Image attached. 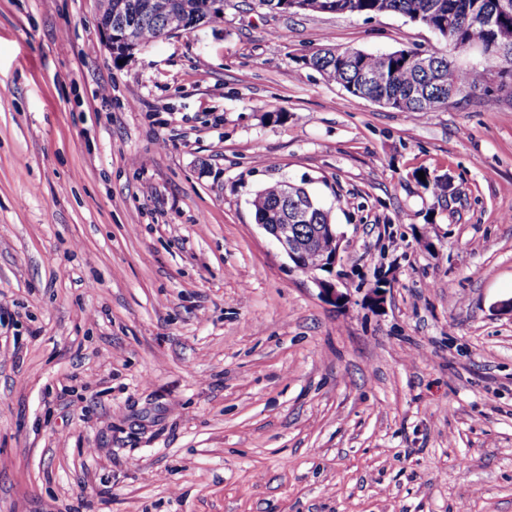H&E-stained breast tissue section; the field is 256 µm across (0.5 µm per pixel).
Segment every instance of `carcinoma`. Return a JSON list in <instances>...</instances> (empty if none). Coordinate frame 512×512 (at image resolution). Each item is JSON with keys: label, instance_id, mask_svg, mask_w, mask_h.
Instances as JSON below:
<instances>
[{"label": "carcinoma", "instance_id": "cac0c4a2", "mask_svg": "<svg viewBox=\"0 0 512 512\" xmlns=\"http://www.w3.org/2000/svg\"><path fill=\"white\" fill-rule=\"evenodd\" d=\"M115 1L122 4L117 19L145 43L169 37L170 30L179 25L182 0H169L171 9L166 13L147 9L149 0H100V21L112 18ZM324 3L330 6V11L342 14L371 17L399 13L440 31L445 48L428 53L433 62L429 71L417 67L420 52L415 50L400 51L385 69L377 68L374 58L363 51L337 55L332 49L324 48L307 60L327 81L357 98L422 116L446 106L450 91L461 95L486 82L487 70L458 68L448 58L449 52L467 45L489 44L503 28L512 31V8H503L502 0H324ZM189 4L193 15L188 17L184 30L215 21L208 0H189ZM485 59L488 66L500 68V76L512 77V42L498 45ZM282 186L283 183L276 182L254 193L251 205L255 223L282 222L285 212Z\"/></svg>", "mask_w": 512, "mask_h": 512}]
</instances>
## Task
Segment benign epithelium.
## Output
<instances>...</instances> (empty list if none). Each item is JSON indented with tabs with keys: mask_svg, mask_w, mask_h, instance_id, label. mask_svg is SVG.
I'll list each match as a JSON object with an SVG mask.
<instances>
[{
	"mask_svg": "<svg viewBox=\"0 0 512 512\" xmlns=\"http://www.w3.org/2000/svg\"><path fill=\"white\" fill-rule=\"evenodd\" d=\"M103 31L108 47L114 55L118 53L126 58L132 55L133 51L140 49V46L132 41L130 33L124 27L114 28L108 25L103 28ZM283 198L286 202L292 201V207L285 209L284 223L263 224L261 228L279 244L281 250L297 270H301L309 264L310 255L316 252L315 241L324 236L328 237L330 248L320 252V261L315 265V269L310 271V277L318 287L321 296L331 302L339 300L341 294L338 292L336 283L331 279L320 277L319 272L325 270L333 272L338 260L343 234L331 224L315 229L310 235L302 231L301 226L308 221L309 205L313 204L312 195L305 187L286 182L284 183Z\"/></svg>",
	"mask_w": 512,
	"mask_h": 512,
	"instance_id": "obj_1",
	"label": "benign epithelium"
}]
</instances>
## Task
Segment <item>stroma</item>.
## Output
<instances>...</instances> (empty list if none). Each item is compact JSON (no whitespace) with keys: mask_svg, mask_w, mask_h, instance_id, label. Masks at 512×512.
Masks as SVG:
<instances>
[{"mask_svg":"<svg viewBox=\"0 0 512 512\" xmlns=\"http://www.w3.org/2000/svg\"><path fill=\"white\" fill-rule=\"evenodd\" d=\"M326 45L442 40L224 0L120 63L99 0H0V512H512V81L456 52L487 90L423 117ZM275 181L340 301L255 223ZM282 186L283 182H276L266 185L254 193L251 205L255 223L279 244L294 268L301 271L305 265L309 264L310 255L316 252L315 241L327 236L330 240V248L327 251H317L321 258L309 275L318 287L321 296L335 303L341 297L336 283L332 279L321 278L319 272L325 271L330 274L333 272L338 260L343 234L338 232L336 224L334 226L331 224L329 212L317 200L313 202L312 195L303 186L284 182L285 206L281 199ZM289 200L293 204L290 209H288ZM313 204L310 211L308 205L312 206ZM309 211V224H325V226L321 228L318 226L311 235L306 236L301 226L308 223ZM281 212L285 213L283 216L285 224H276L282 222ZM328 247L329 241L326 237L317 244L318 249L326 250ZM327 266H330V269H327Z\"/></svg>","mask_w":512,"mask_h":512,"instance_id":"35a3bbf8","label":"stroma"}]
</instances>
